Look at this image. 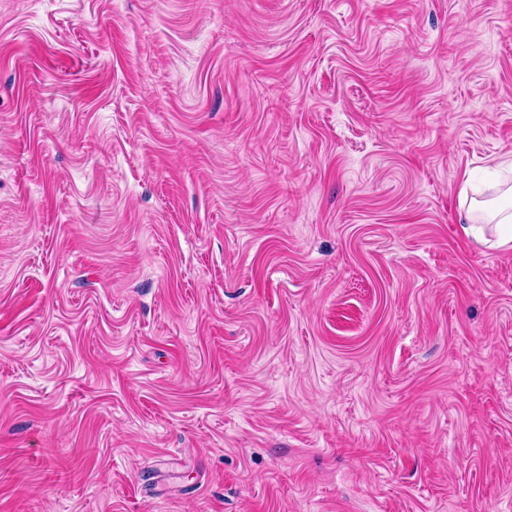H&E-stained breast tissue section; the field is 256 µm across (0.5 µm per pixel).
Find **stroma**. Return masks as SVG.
I'll use <instances>...</instances> for the list:
<instances>
[{"mask_svg": "<svg viewBox=\"0 0 512 512\" xmlns=\"http://www.w3.org/2000/svg\"><path fill=\"white\" fill-rule=\"evenodd\" d=\"M512 0H0V512H512ZM495 193L496 197L491 200L480 201L465 197L460 204V228L463 235L490 247L512 242V186L509 183L500 184ZM504 200L508 202L504 203ZM486 230L495 238L494 241L486 237Z\"/></svg>", "mask_w": 512, "mask_h": 512, "instance_id": "1", "label": "stroma"}]
</instances>
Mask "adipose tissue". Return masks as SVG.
Returning a JSON list of instances; mask_svg holds the SVG:
<instances>
[{"instance_id": "ef3b65f1", "label": "adipose tissue", "mask_w": 512, "mask_h": 512, "mask_svg": "<svg viewBox=\"0 0 512 512\" xmlns=\"http://www.w3.org/2000/svg\"><path fill=\"white\" fill-rule=\"evenodd\" d=\"M460 228L464 236L485 241L492 239L494 246L512 243V186L497 189L496 196L480 201L462 199Z\"/></svg>"}]
</instances>
